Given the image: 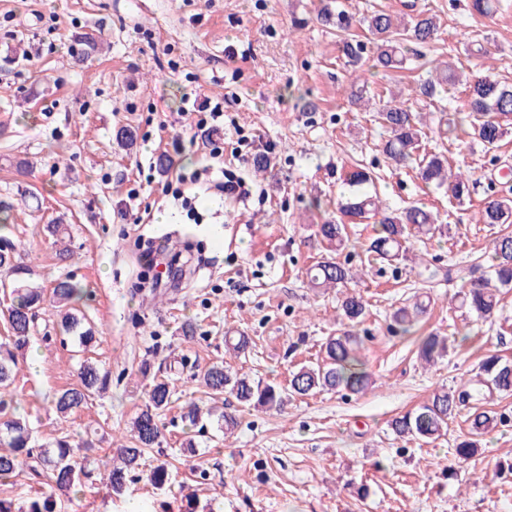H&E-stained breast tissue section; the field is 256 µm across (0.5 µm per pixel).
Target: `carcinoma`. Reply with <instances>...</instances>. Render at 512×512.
Listing matches in <instances>:
<instances>
[{"label": "carcinoma", "instance_id": "carcinoma-1", "mask_svg": "<svg viewBox=\"0 0 512 512\" xmlns=\"http://www.w3.org/2000/svg\"><path fill=\"white\" fill-rule=\"evenodd\" d=\"M318 20L344 33L339 40V48L346 65L354 68L362 62L367 46L347 36V32L357 23L365 26L372 35L376 67L384 72L403 68L408 61L404 52L410 45L432 44L438 34V25L432 15L420 14L407 21L383 11H374L358 19L344 9L334 8L333 0H322ZM411 64L417 70L424 68L427 73L436 75V78L428 77L420 83L421 92L429 97L434 96L437 87L444 83L454 85L460 82L457 71L447 62L438 63L433 58L423 62L417 56ZM465 95L466 112L448 119L443 136L453 143H462L468 137L479 140L489 150L498 147L512 127V85L488 77L467 80ZM376 121L389 132V138L382 144V152L393 166L415 165L426 186L445 190L450 199L459 201L469 194L468 176L448 169L437 153H420L422 130L416 115L398 100V95L392 93L388 99L378 102ZM341 181L348 190L346 202L340 207L341 215L374 220L376 233L367 248L372 261H407L411 237L418 234L441 238L449 232L448 225L438 223L437 215L422 204L414 203L397 209L381 204L375 194L374 176L364 168L346 171ZM481 217L485 224H511L512 197L485 202ZM314 233L331 254L347 248L349 237L346 224L341 219L314 225ZM15 267L16 245L8 236L0 235V268L13 270ZM309 278L315 288L343 289L347 287L349 268L329 256L309 269ZM510 288L512 233H503L492 243L488 266L476 264L470 270V279L458 294L460 307L477 319L487 321L494 316L499 292ZM83 295L84 289L70 279L57 280L49 290L40 285L10 288V304L3 311L4 324L10 336L0 344L1 482L25 465L46 483L65 491L85 485L90 478L88 457L82 455L81 448L73 446L68 437L56 438L52 448H37L32 444L31 427L20 412V401L12 391L17 375L16 351L28 344L38 311L45 301H52L64 332H79L82 347L87 349L91 346L93 330L90 327L80 330L82 318L74 307ZM340 308L348 329L327 337L322 344V362L294 371L288 381V389L233 373L225 369L222 362L210 366L200 383L209 390L214 402L224 400V391L228 390L241 404L257 410L283 406L286 393L306 396L317 390H336L348 395L361 394L371 383L361 355L365 337L356 331L366 314V304L362 296L343 291ZM424 313L426 306L417 302L398 307L392 314V331L397 335L415 334ZM250 346L249 337L225 332L227 353L241 357L248 353ZM447 355L448 337L431 332L419 339L418 358L422 363L431 366ZM110 380L109 373H102L95 364L84 361L78 383L55 396L53 406L56 413L62 418L69 416L86 405L92 396L105 391ZM496 393L512 394V364L493 353L482 360L475 379L453 387L441 386L428 403L394 418L391 428L398 436L432 440L443 435L448 421L462 409ZM171 398L170 382L154 380L148 403L130 423L133 445L120 449L117 457L97 470L99 482L110 493L120 496L130 483L140 479L144 453L158 444V417L171 403ZM212 415L213 408L203 409L194 401L186 404L182 411V419L193 426L204 424V419ZM492 419L487 411L476 409L470 414L469 437L455 446L458 459L467 461L475 455L479 437L485 434ZM147 478L159 490L168 486L171 480L169 463L159 461L151 466ZM0 512H55V503L49 498L37 497L18 507L11 498L0 496Z\"/></svg>", "mask_w": 512, "mask_h": 512}]
</instances>
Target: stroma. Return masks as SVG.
<instances>
[{"label":"stroma","instance_id":"35a3bbf8","mask_svg":"<svg viewBox=\"0 0 512 512\" xmlns=\"http://www.w3.org/2000/svg\"><path fill=\"white\" fill-rule=\"evenodd\" d=\"M436 16L433 56L464 73L512 84V0L491 18L469 0H414ZM319 0H0V201L10 204V235L25 273L0 270V282L51 287L65 277L85 291L77 308L95 331L88 352L63 334L53 310L42 312L28 348L19 351L18 397L35 446L68 436L92 439L91 459L116 454L128 425L148 401L154 377L174 388L161 412V446L170 487L131 484L123 496L100 485L61 492L21 470L0 495L26 502L56 499L60 512H512V396L484 403L495 420L477 454L459 461L464 418L426 443L393 433L390 422L426 403L444 385L472 377L486 354L512 361V290L492 321L463 315L454 300L461 271L486 257L496 236L483 224L484 200L512 197V132L498 148L458 147L439 136L441 111L462 109L463 85L435 98L412 97L428 152L470 171L469 197L456 202L425 188L412 168L393 170L381 151L386 135L372 109L351 103L335 31L317 20ZM94 39L98 49L84 53ZM224 104V126L205 137L193 113ZM134 130L132 145L118 129ZM271 147L273 167L253 159ZM253 186L238 201L187 187L194 209L163 193L172 172L211 163ZM168 169H157L159 155ZM362 164L378 178L380 197L398 208L418 202L437 211L447 237L414 238L417 254L452 269L430 290L425 332L447 336V357L422 367L415 340L391 331L394 308L420 290L411 263L366 264L368 221H350L356 246L339 254L355 271L367 314L364 362L373 383L347 397L321 390L282 409H241L238 426L197 432L181 418L185 403L208 404L199 376L216 361L265 383L316 362L340 328V295L310 287L306 272L326 254L313 227L338 217L340 174ZM153 165L150 180L138 168ZM136 198H129L130 189ZM46 224L65 225L68 257L58 255ZM193 324L194 337L183 327ZM252 344L246 358L227 357L224 333ZM110 372L107 392L67 418L51 407L76 384L81 357Z\"/></svg>","mask_w":512,"mask_h":512}]
</instances>
